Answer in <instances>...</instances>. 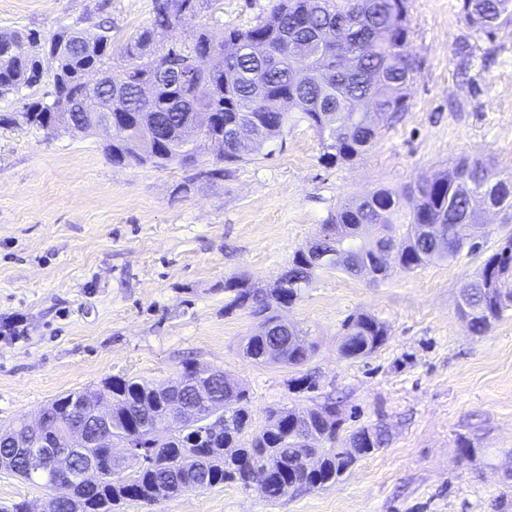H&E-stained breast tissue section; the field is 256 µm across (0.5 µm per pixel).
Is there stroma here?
<instances>
[{"mask_svg": "<svg viewBox=\"0 0 512 512\" xmlns=\"http://www.w3.org/2000/svg\"><path fill=\"white\" fill-rule=\"evenodd\" d=\"M411 47L422 62L409 112L382 128L347 164L325 165L320 141L300 119L251 160L208 178L177 165L118 166L102 135L49 133L22 116L42 97L39 82L0 97V427L36 419L56 396L112 375L159 385L186 361L221 368L249 389L253 429L268 407L304 411L339 401L342 429L381 427L385 445L336 482L269 501L227 483L120 512H512V308L487 332L458 314L461 288L512 237L487 214L477 251L452 265L379 282L318 268L299 300L282 310L315 350L302 368L258 365L242 347L257 326L248 311H224V282L272 287L296 250L337 208L380 187L402 192L421 178L480 157L512 177V24L493 38L468 28L462 0H410ZM273 0H209L197 24L159 34L191 42L198 27L218 36L248 29ZM153 0H0V33L107 26L113 47L136 35ZM472 46L459 71L456 43ZM385 321L388 336L366 357L342 354L355 315ZM314 391H289L298 373ZM476 453L462 457L460 440ZM52 492L0 468V507L24 500L42 512Z\"/></svg>", "mask_w": 512, "mask_h": 512, "instance_id": "1", "label": "stroma"}]
</instances>
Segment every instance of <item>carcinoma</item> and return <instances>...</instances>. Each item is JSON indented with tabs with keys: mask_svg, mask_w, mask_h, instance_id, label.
I'll return each instance as SVG.
<instances>
[{
	"mask_svg": "<svg viewBox=\"0 0 512 512\" xmlns=\"http://www.w3.org/2000/svg\"><path fill=\"white\" fill-rule=\"evenodd\" d=\"M205 0H154L153 16L137 36L119 50L120 72H112V39L85 31L81 36L62 28L48 40L55 61L53 89L35 101L24 103L26 122L45 128L59 112H77L86 92V75L101 72L117 81L107 109L122 125L120 136L103 145L112 163L124 166L182 167L197 163L206 150L181 141L183 128L197 112L211 113L205 137L217 167L212 178L224 176V163L249 159L262 145L283 133L291 113L318 134L327 165L351 162L363 155L380 129L409 111L411 84L418 67L409 49L410 0H278L263 22L246 30L228 28L219 40L206 30L190 44H182L179 59L170 48H153L156 30L174 29L198 18ZM466 24L478 34L493 36L512 23V0H463ZM15 47L0 49V96L19 91L40 80L41 37L36 32L12 34ZM182 64L208 93L197 94L190 83L159 85L151 99L142 100L140 87L153 82L154 72L174 70ZM252 127L248 142L235 139L234 127ZM495 207L512 223V178L502 177L479 158L463 157L451 175L424 179L397 196L385 187L341 205L331 224L321 225L316 246L329 253L325 265L350 275L386 276L385 251H392L401 269L412 271L438 261H452L469 242V226L480 213ZM406 225L396 233V225ZM374 228L375 246L358 243L363 230ZM315 254L295 251L288 267L272 288L245 281L224 282L228 300L224 310L244 309L260 318L258 329L244 349L257 364L268 362L265 347L277 343L279 309L301 297L316 265ZM463 296L472 309L491 318L512 307V238L487 258L478 276L464 286ZM384 322L360 314L350 318L341 346L351 357H365L386 340ZM314 343L300 333L285 364H304ZM214 412L227 415L224 428L213 431L211 413L202 410L193 419L175 414L177 397L168 386H153L134 378L110 376L92 393L73 391L57 396L43 411L45 426L19 441L22 448L38 446L46 451L43 469L24 478H38L56 492L55 512H112V506L135 500L148 505L188 492L204 491L224 483L251 488L252 466L266 464L273 475L259 493L278 499L291 489H316L336 481L359 457L383 447L386 433L380 428H361L346 436L336 448L342 419L328 416L336 399L308 409V428L293 424L292 410L268 412L272 428L247 436L251 425L249 390L222 369L211 370ZM235 399L224 407V397ZM111 403L112 430L119 442H132L143 460L127 473L105 474L88 494L73 491L71 499L59 489L69 486L68 476L54 471V454L44 442L71 427L93 426L92 403ZM172 417L169 435L159 441L149 437L148 422ZM312 437L306 448L302 435ZM238 452L228 456L224 448ZM315 453L317 469L306 472L300 458Z\"/></svg>",
	"mask_w": 512,
	"mask_h": 512,
	"instance_id": "carcinoma-1",
	"label": "carcinoma"
}]
</instances>
